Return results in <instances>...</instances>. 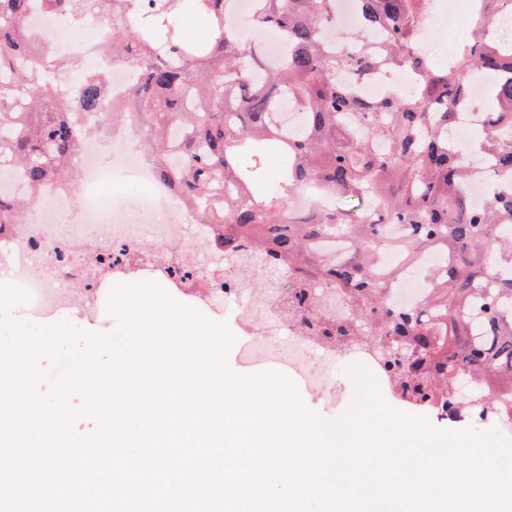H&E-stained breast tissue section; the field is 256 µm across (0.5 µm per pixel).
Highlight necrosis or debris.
Segmentation results:
<instances>
[{"mask_svg": "<svg viewBox=\"0 0 512 512\" xmlns=\"http://www.w3.org/2000/svg\"><path fill=\"white\" fill-rule=\"evenodd\" d=\"M132 128L113 131L107 139L88 137L82 147L80 198L77 211H70L60 196L47 193L31 209L20 226L0 229V283H15L32 295L30 309L80 307L96 300L99 285L89 279L78 256L87 243H94L93 255L105 270L118 272L125 256L135 250L148 254L153 246L173 238L190 241L180 263L154 269L159 284L182 287L185 280L202 284L201 298L231 300L247 297V333L253 343L265 344L268 336L288 330L286 352L300 369H309L312 351L331 357L354 351L365 357L375 378L388 382L379 356L387 350L385 337L363 336L348 320L349 300L335 285L327 283L307 290L293 315L283 316L278 299L288 287L283 264L256 258L242 250L234 254L213 248L207 225L197 223L193 212L178 201L169 186L160 181L146 153L137 145ZM112 153V169L98 165L101 148ZM144 186L137 208H126L122 195L113 193L112 178ZM439 259L424 253L399 264L400 273L386 277L388 303L397 311H421L429 271ZM320 313L344 321L338 336L326 339L314 334L305 316ZM313 388L331 390V365L309 369Z\"/></svg>", "mask_w": 512, "mask_h": 512, "instance_id": "1", "label": "necrosis or debris"}]
</instances>
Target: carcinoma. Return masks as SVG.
I'll return each mask as SVG.
<instances>
[{
	"mask_svg": "<svg viewBox=\"0 0 512 512\" xmlns=\"http://www.w3.org/2000/svg\"><path fill=\"white\" fill-rule=\"evenodd\" d=\"M0 0V187L4 175L24 178L29 192L71 190L78 156L93 129L130 125L158 178L209 225L213 242L234 253L248 248L282 261L291 287L330 281L362 300L354 316L380 323L403 353L387 351L397 398L430 410L448 403L458 377L505 376L512 382V189L481 206L468 179L512 177V42L491 35L512 0H479L481 13L455 57L434 64L422 44L429 0H356L360 16L383 33L356 36L348 51L328 50L336 0H253L251 28L278 27L286 51L275 64L258 57L238 29L224 23L228 0ZM197 14L212 25L207 42L184 37L172 20ZM80 14L110 26L99 48L100 69L57 56L31 25L34 16ZM129 67L124 104L105 93L110 64ZM405 68L412 90L359 99L337 80ZM491 74L494 106L478 130L481 168L473 171L455 141L458 114L469 109L474 74ZM303 115L295 136L280 110ZM287 158L277 190L260 195L270 152ZM250 155L242 167L239 157ZM310 208L288 209L302 189ZM28 200L0 193V226L20 224ZM398 224V240L384 226ZM348 238L343 261L319 254L322 238ZM424 252L444 264L429 279V314L395 312L377 267L392 250ZM484 407L512 411V385L482 389Z\"/></svg>",
	"mask_w": 512,
	"mask_h": 512,
	"instance_id": "obj_1",
	"label": "carcinoma"
}]
</instances>
